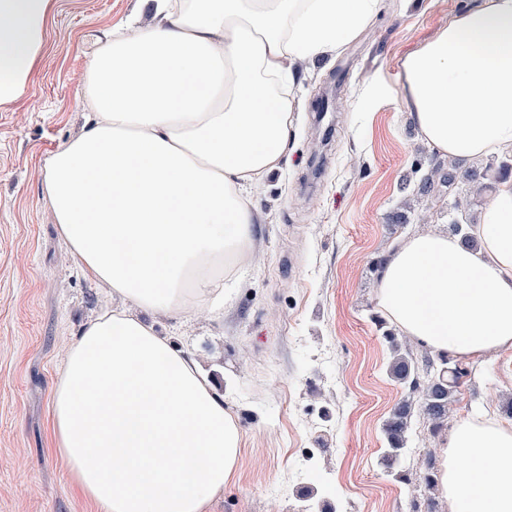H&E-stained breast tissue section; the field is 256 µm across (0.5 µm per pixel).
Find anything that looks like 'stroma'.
<instances>
[{"instance_id": "35a3bbf8", "label": "stroma", "mask_w": 512, "mask_h": 512, "mask_svg": "<svg viewBox=\"0 0 512 512\" xmlns=\"http://www.w3.org/2000/svg\"><path fill=\"white\" fill-rule=\"evenodd\" d=\"M468 0H383L340 52L294 68L301 102L288 161L252 184L254 243L224 275L223 298L156 331L190 353L238 418L236 476L207 512H448L420 466L457 420L512 396L505 356L466 363L439 432L421 411L393 470L381 457L384 421L408 391L387 372L374 264L406 238L447 229L440 201L414 199L434 150L401 97L400 60L434 38ZM141 0H56L47 51L26 93L0 106V512H92L53 448L50 402L65 348L112 310L107 288L77 266L41 192L43 161L86 125L78 81L97 38ZM413 218L393 224L395 212Z\"/></svg>"}]
</instances>
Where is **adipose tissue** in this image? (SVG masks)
<instances>
[{"mask_svg":"<svg viewBox=\"0 0 512 512\" xmlns=\"http://www.w3.org/2000/svg\"><path fill=\"white\" fill-rule=\"evenodd\" d=\"M382 0H153L79 80L84 131L42 167L59 235L123 309L67 346L50 414L55 450L96 512H207L235 475L236 416L195 362L139 317L178 316L224 288L253 235L246 183L291 145L287 59L355 40ZM55 0H0V106L18 101L47 47ZM424 140L468 161L512 151V0H470L399 63ZM469 250L430 229L388 258L378 308L408 338L466 361L512 351V184ZM449 512H512V422L460 419L439 452Z\"/></svg>","mask_w":512,"mask_h":512,"instance_id":"ef3b65f1","label":"adipose tissue"}]
</instances>
